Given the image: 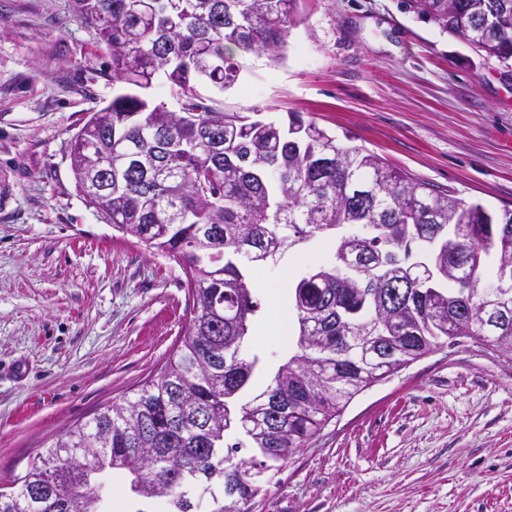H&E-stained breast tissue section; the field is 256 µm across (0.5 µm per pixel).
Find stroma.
<instances>
[{
	"mask_svg": "<svg viewBox=\"0 0 512 512\" xmlns=\"http://www.w3.org/2000/svg\"><path fill=\"white\" fill-rule=\"evenodd\" d=\"M229 112H300L338 142L467 202L512 205V63L404 0H301L278 54L240 55ZM111 54L73 0H0V488L41 448L162 368L193 308L173 257L124 237L76 187L70 144L112 99ZM324 243L254 269L245 345L270 382L292 341L270 303ZM252 512H512V359L462 339L373 383L281 469Z\"/></svg>",
	"mask_w": 512,
	"mask_h": 512,
	"instance_id": "1",
	"label": "stroma"
}]
</instances>
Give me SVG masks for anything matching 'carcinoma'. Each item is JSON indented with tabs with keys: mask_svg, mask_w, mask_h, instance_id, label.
Returning a JSON list of instances; mask_svg holds the SVG:
<instances>
[{
	"mask_svg": "<svg viewBox=\"0 0 512 512\" xmlns=\"http://www.w3.org/2000/svg\"><path fill=\"white\" fill-rule=\"evenodd\" d=\"M150 15L133 0H74L78 19L112 54V101L97 110L106 123L71 144L76 186L94 181L84 168L94 142L110 148L112 214L125 236L178 260L193 301L180 343L134 396L98 412L57 438L12 491L0 512H112L104 487L116 476L144 505L194 512L192 493L211 496V512H249L272 464L303 448L360 391L439 345L469 338L512 358V305L472 319L486 257L495 278L512 282V209L493 211L452 191L416 181L377 154L288 114L226 112L196 91L239 80L233 50L281 48L299 0H155ZM444 32L480 55L512 61V0H407ZM174 87L179 109L147 91L159 78ZM330 249L290 292L297 334L288 359L265 392L273 423L254 421L260 404L239 403L258 364L243 343L259 308L252 270L277 262L313 239ZM431 275L413 269L414 247ZM355 269L351 279L337 268ZM402 300L384 306L392 281ZM375 336L390 359L374 362L357 348ZM244 437L261 459L228 461ZM222 483L217 497L212 480Z\"/></svg>",
	"mask_w": 512,
	"mask_h": 512,
	"instance_id": "obj_1",
	"label": "carcinoma"
}]
</instances>
